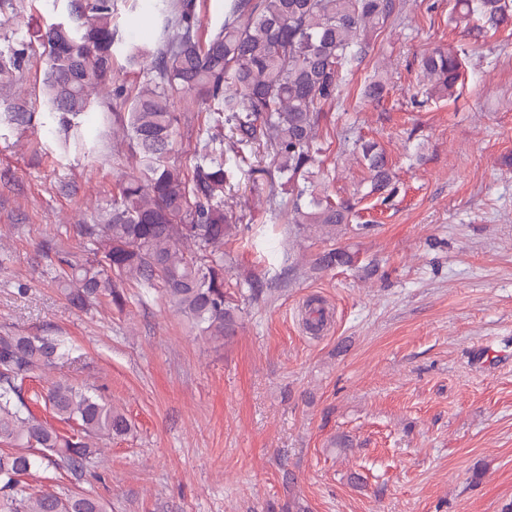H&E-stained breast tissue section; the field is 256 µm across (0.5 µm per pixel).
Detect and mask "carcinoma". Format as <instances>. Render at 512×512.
<instances>
[{"instance_id": "carcinoma-1", "label": "carcinoma", "mask_w": 512, "mask_h": 512, "mask_svg": "<svg viewBox=\"0 0 512 512\" xmlns=\"http://www.w3.org/2000/svg\"><path fill=\"white\" fill-rule=\"evenodd\" d=\"M393 0H226L224 23L208 41L199 36L195 0L166 4V27L175 29L152 61L155 77L130 98L126 136L139 155L140 173L115 184L112 204L93 224H80L83 250L54 241L41 245L49 272L70 305L87 310L102 299L122 310L127 288L159 295L210 340L236 334L237 297L252 282L224 277V242L239 225L224 186L266 151L280 184L255 182L253 193L271 201L269 221L283 213L296 236L314 234L329 244L316 259L322 269L353 264L338 241L357 231L355 204L328 194L320 129L324 106L341 96L343 72L363 59L370 34L393 12ZM68 17L49 25L36 42L0 44V125L25 127L33 113L3 96L37 55L41 95L74 146L85 147L83 118L91 93L112 74L118 42L112 0H68ZM450 17L490 31L512 26L506 0H451ZM426 97L455 96L463 59L435 49L419 63ZM388 92L373 78L362 97L378 102ZM195 95L205 105L208 129L197 136L189 164L171 160L178 141L173 95ZM370 179V193L387 198L394 178L376 143L353 142ZM74 349L51 334L0 330V512H107L100 498L78 489L29 492L26 477L56 480L65 467L74 481L94 473L101 442L132 430L126 413L86 387L56 381L32 393L26 381L72 359ZM43 401L77 431L62 434L32 409Z\"/></svg>"}]
</instances>
